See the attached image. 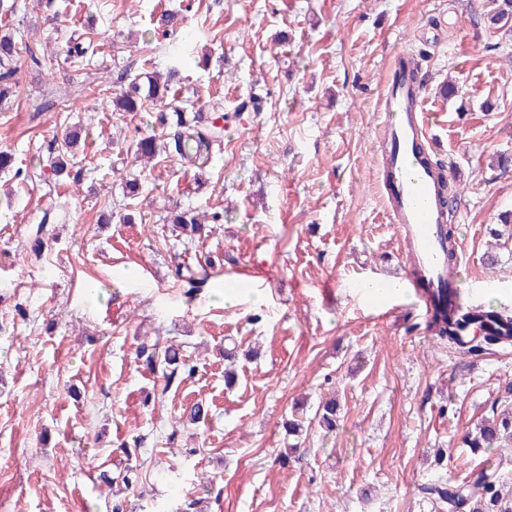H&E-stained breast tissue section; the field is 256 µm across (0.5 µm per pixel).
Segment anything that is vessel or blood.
Masks as SVG:
<instances>
[{
	"instance_id": "b4317fda",
	"label": "vessel or blood",
	"mask_w": 512,
	"mask_h": 512,
	"mask_svg": "<svg viewBox=\"0 0 512 512\" xmlns=\"http://www.w3.org/2000/svg\"><path fill=\"white\" fill-rule=\"evenodd\" d=\"M422 88L405 78L383 94L386 143L382 151L385 199L407 252L406 278L418 307L433 314L445 296H456L462 281L458 264L448 261L446 195L442 176L427 164L429 120Z\"/></svg>"
}]
</instances>
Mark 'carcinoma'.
Instances as JSON below:
<instances>
[{"mask_svg": "<svg viewBox=\"0 0 512 512\" xmlns=\"http://www.w3.org/2000/svg\"><path fill=\"white\" fill-rule=\"evenodd\" d=\"M504 7H497L488 13V21L498 25L512 17V0H502ZM92 40H72L63 48V53L69 58H82L90 47ZM26 55L29 66L41 69L51 64L40 51L26 43L19 42L13 34L0 36V108L8 105L19 92V76L16 64L17 57ZM178 89L170 85V81L160 83L152 79L148 83L141 82V77L133 76L127 80V86L112 91V105L122 112H139L144 108V102L150 101L158 105V111L173 113L172 124L174 132L167 144V149L191 163L205 162L208 156H199L196 153V143L204 142L213 146L221 141L224 135V126L217 121H229L231 116L222 114L211 121L197 125L195 116L178 105ZM206 212H193L191 210L180 213L173 218V223L180 225L185 231L192 233L198 231L200 226L209 218ZM214 220L218 216L210 217ZM427 329L439 343L450 349L461 348L469 343L490 349L492 347H506L512 344V310L507 307L493 306L472 307L460 305L456 308L448 305L436 312ZM137 355L146 356L149 362H159L172 371L163 373L164 384L162 390H167L175 373L183 371L191 376L195 367L184 359L180 347L170 344L164 350H158V342H141L137 348ZM337 405L329 401L323 405L318 413L319 427L329 433L336 428ZM512 442V413L501 414L498 420H491L475 427L474 432L468 434L467 445L471 448H489L501 440ZM424 493L433 499L448 504L452 512H512V499L505 484L493 473L480 471L470 479L459 485H427L422 487Z\"/></svg>", "mask_w": 512, "mask_h": 512, "instance_id": "cac0c4a2", "label": "carcinoma"}]
</instances>
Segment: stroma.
Returning a JSON list of instances; mask_svg holds the SVG:
<instances>
[{
  "label": "stroma",
  "instance_id": "stroma-1",
  "mask_svg": "<svg viewBox=\"0 0 512 512\" xmlns=\"http://www.w3.org/2000/svg\"><path fill=\"white\" fill-rule=\"evenodd\" d=\"M493 0H17L8 29L52 58L18 60L0 109V512H448L422 485L499 468L463 438L503 407L512 347L464 354L418 308L382 317L364 281L406 268L382 192V97L398 51L415 61L435 151L454 176L464 298L512 308V21ZM178 15V44L150 31ZM93 55L66 60L74 22ZM195 111L226 112L204 172L158 153L157 112L114 110L99 82L166 71ZM237 112V111H236ZM69 176L51 164L66 127ZM28 169L22 182L15 168ZM136 180L130 194L127 180ZM219 212L187 238L170 218ZM111 223L99 221L100 214ZM40 236L41 255L30 251ZM196 367L161 399L144 339ZM238 374L224 384V352ZM336 398L325 433L313 418ZM210 411L189 423L197 401ZM311 425L286 435L292 413ZM140 471L126 487L128 467Z\"/></svg>",
  "mask_w": 512,
  "mask_h": 512
}]
</instances>
